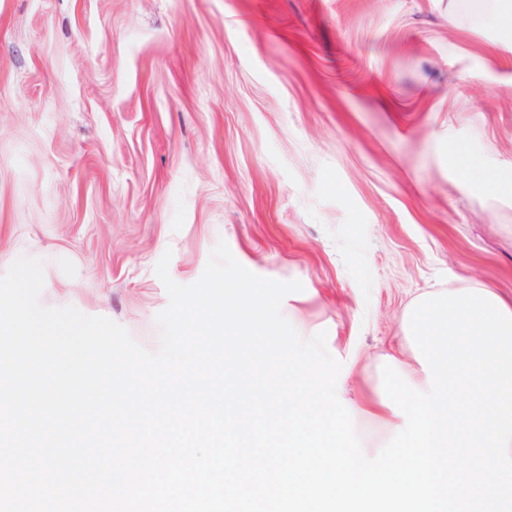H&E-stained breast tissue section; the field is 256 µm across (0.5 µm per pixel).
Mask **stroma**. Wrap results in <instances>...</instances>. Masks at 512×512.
Wrapping results in <instances>:
<instances>
[{"label": "stroma", "instance_id": "obj_1", "mask_svg": "<svg viewBox=\"0 0 512 512\" xmlns=\"http://www.w3.org/2000/svg\"><path fill=\"white\" fill-rule=\"evenodd\" d=\"M478 0H0V275L41 260L46 307L159 348L178 283L218 241L297 280L342 393L382 387L405 306L512 300V200L455 146L512 170V32ZM455 153L461 159L460 173L464 180L472 185L487 190L501 199H512V174L487 168L483 162L466 152L462 147H455Z\"/></svg>", "mask_w": 512, "mask_h": 512}]
</instances>
